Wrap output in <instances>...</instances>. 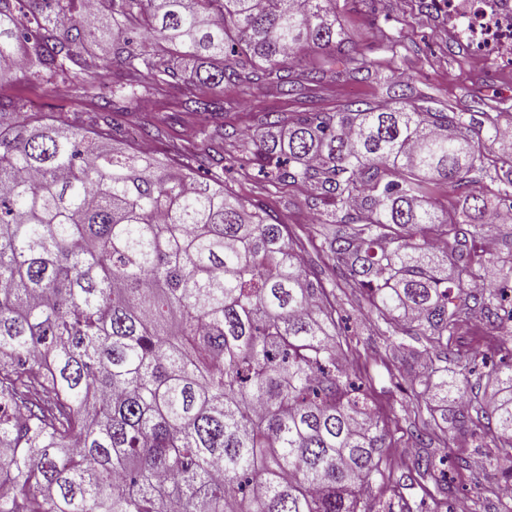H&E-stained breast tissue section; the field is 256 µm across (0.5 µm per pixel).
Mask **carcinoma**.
<instances>
[{"mask_svg": "<svg viewBox=\"0 0 512 512\" xmlns=\"http://www.w3.org/2000/svg\"><path fill=\"white\" fill-rule=\"evenodd\" d=\"M344 41L336 0H0V87L85 93L122 71L84 132L0 98V512H375L383 429L296 241L223 180L114 146L111 117L144 79L212 114L198 89L295 92L318 79L303 68L318 50L352 75ZM257 123L272 180L331 201L324 248L412 391L440 401L435 428L466 434L482 414L512 480V365L479 393L444 351L470 310L512 323L504 293L469 286V240L512 213V162L495 191L475 177L476 137L504 127L384 102ZM439 181L452 210L431 202Z\"/></svg>", "mask_w": 512, "mask_h": 512, "instance_id": "carcinoma-1", "label": "carcinoma"}]
</instances>
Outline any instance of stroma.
I'll return each mask as SVG.
<instances>
[{
    "label": "stroma",
    "instance_id": "stroma-1",
    "mask_svg": "<svg viewBox=\"0 0 512 512\" xmlns=\"http://www.w3.org/2000/svg\"><path fill=\"white\" fill-rule=\"evenodd\" d=\"M337 19L357 56L370 66L353 77L338 75L328 51L310 53V68L318 80L304 84L294 94L259 81L247 88L224 85L208 95L220 108L218 121L228 129H249L248 138L225 140L224 151L241 162L227 171L205 160L196 165L201 147L196 115L184 104L177 85L162 91L143 90L119 117L123 125L158 126L163 135L152 144L155 158L171 157L191 163L194 178L207 180L214 172L250 210L262 209L277 217L299 244L307 265L318 273L328 299L336 307L341 326L357 357L352 365L369 385L370 400L386 432L384 477L375 486V500L394 506H421L422 512H451L457 498H466L471 512H500L497 471L503 462L496 448L481 443L478 435L449 434L433 440L440 463L432 475L414 484L405 477L419 450L414 435L421 422L417 401L407 389L403 366L391 350L392 338L376 312L370 311L358 289L349 286L335 258L323 251L325 227L315 216L328 209L327 200L314 188L268 182L254 160L261 131L255 120L261 112L292 115L307 110L335 112L356 101L390 100L399 85L411 88L410 101L434 112H463L475 121L498 117L512 122V70L501 65L474 66L469 50L448 35V19L436 0H336ZM38 112H63L75 128L88 127L98 115L97 96L73 98L64 83L24 80L18 85ZM464 324L448 343L451 359L466 360L473 354L490 361L500 358L502 338L512 330L488 322L480 311L463 318ZM466 469H456L458 458Z\"/></svg>",
    "mask_w": 512,
    "mask_h": 512
}]
</instances>
